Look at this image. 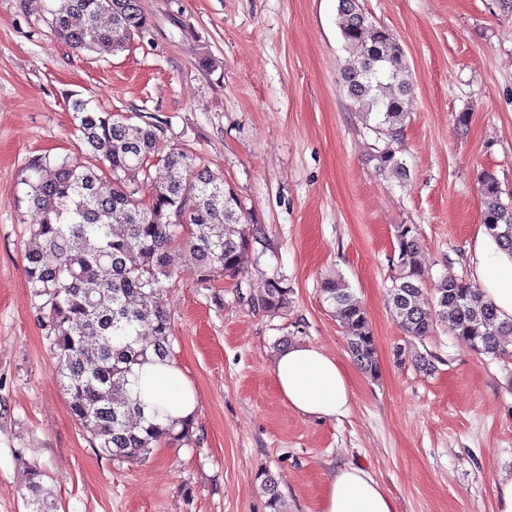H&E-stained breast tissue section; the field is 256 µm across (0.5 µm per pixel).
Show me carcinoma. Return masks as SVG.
Wrapping results in <instances>:
<instances>
[{"instance_id": "carcinoma-1", "label": "carcinoma", "mask_w": 512, "mask_h": 512, "mask_svg": "<svg viewBox=\"0 0 512 512\" xmlns=\"http://www.w3.org/2000/svg\"><path fill=\"white\" fill-rule=\"evenodd\" d=\"M104 6L114 8L115 21L99 20ZM51 15L54 31L73 47L101 52L123 50L148 26L140 0H60ZM338 19L350 54L341 73L350 105L364 121H374L370 130L392 142L409 114L411 83L403 49L387 29L370 21L358 0H338ZM73 111L90 162L73 165L64 157L32 167L28 196L41 218L27 227L25 274L39 301L73 421L102 454L143 465L158 448L196 441L195 422L148 418L127 389L135 366L151 358L172 360L171 316L164 301L165 284L177 274L171 250H186L202 284L219 277L234 281L264 229L248 223L235 192L208 168L177 148H163L154 127L118 120L87 100H75ZM158 155L166 177L145 201L141 184L151 179L150 160ZM378 161L380 168L406 175L390 144ZM183 198L192 207L189 223L174 224L170 210ZM483 206L487 234L512 252V202L502 200L491 176L484 178ZM420 248L419 230L402 228L390 303L408 335L422 340L441 324L473 350L512 360L501 345L512 323L499 321L493 305L462 276L444 274L434 284L431 307H425ZM322 292L336 304L357 365L376 375L375 339L362 306L340 279L324 281ZM290 293L282 282L270 280L247 302L277 314L288 309ZM145 327L151 333L147 340ZM412 363L425 375L436 371L431 354L416 352ZM17 460L26 512H60L42 468L21 453ZM259 478L268 506L282 512L278 482L266 471Z\"/></svg>"}]
</instances>
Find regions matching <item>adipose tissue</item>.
<instances>
[{"label": "adipose tissue", "mask_w": 512, "mask_h": 512, "mask_svg": "<svg viewBox=\"0 0 512 512\" xmlns=\"http://www.w3.org/2000/svg\"><path fill=\"white\" fill-rule=\"evenodd\" d=\"M472 261L484 296L500 320L512 321V253L481 236L472 249ZM271 373L283 400L301 415L337 420L351 410L348 376L336 357L319 346L288 343L274 359ZM131 381L145 415L157 413L174 420L194 417L197 392L175 364H144L136 368ZM321 512H396V507L371 471L347 464L327 481Z\"/></svg>", "instance_id": "obj_1"}]
</instances>
